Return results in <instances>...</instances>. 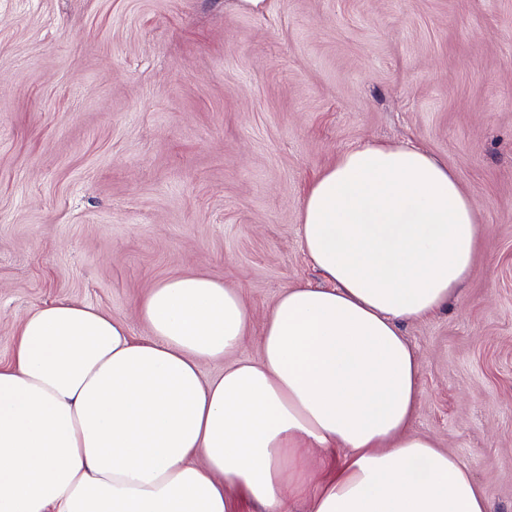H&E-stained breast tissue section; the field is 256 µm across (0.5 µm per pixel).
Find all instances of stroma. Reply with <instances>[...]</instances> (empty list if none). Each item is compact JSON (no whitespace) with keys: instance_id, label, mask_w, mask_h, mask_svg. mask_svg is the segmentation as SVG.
<instances>
[{"instance_id":"35a3bbf8","label":"stroma","mask_w":512,"mask_h":512,"mask_svg":"<svg viewBox=\"0 0 512 512\" xmlns=\"http://www.w3.org/2000/svg\"><path fill=\"white\" fill-rule=\"evenodd\" d=\"M369 141L446 163L480 214L462 295L404 323L412 426L512 512V0H0V363L59 300L149 336L200 274L253 314L318 283L309 183Z\"/></svg>"}]
</instances>
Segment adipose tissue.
I'll list each match as a JSON object with an SVG mask.
<instances>
[{"mask_svg":"<svg viewBox=\"0 0 512 512\" xmlns=\"http://www.w3.org/2000/svg\"><path fill=\"white\" fill-rule=\"evenodd\" d=\"M478 209L413 144L344 152L306 190L302 250L324 283L282 292L258 358L240 294L186 275L139 306L151 336L61 301L21 323L0 365V512H493L466 466L412 429L419 361L402 323L472 270ZM225 359L207 380L204 363ZM335 462L311 485L305 453Z\"/></svg>","mask_w":512,"mask_h":512,"instance_id":"adipose-tissue-1","label":"adipose tissue"}]
</instances>
